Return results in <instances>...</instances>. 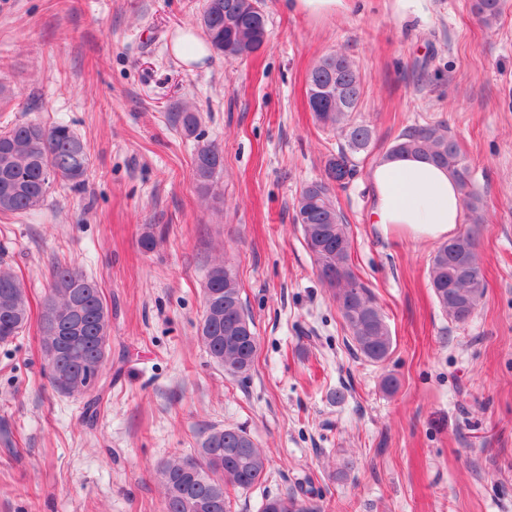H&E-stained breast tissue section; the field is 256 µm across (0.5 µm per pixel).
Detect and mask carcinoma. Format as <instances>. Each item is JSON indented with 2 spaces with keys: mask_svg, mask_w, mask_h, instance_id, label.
I'll return each instance as SVG.
<instances>
[{
  "mask_svg": "<svg viewBox=\"0 0 512 512\" xmlns=\"http://www.w3.org/2000/svg\"><path fill=\"white\" fill-rule=\"evenodd\" d=\"M473 10L487 27L495 24L502 0H474ZM201 23L211 50L224 57H248L267 45V18L257 0H205ZM363 93L350 58L336 52L320 59L307 76V98L315 104V121L345 138V146L326 164V178L306 184L298 197L296 223L317 265L322 282L332 290L354 350L373 363L384 362L393 339L370 289L350 265L351 239L345 216L332 196V184L357 173L356 156L371 146L373 129L353 121ZM174 122L188 135L199 117L182 111ZM389 155H425L458 179L463 207L471 224L483 223L480 197L469 186L468 169L457 141L441 124L405 130L387 150ZM89 159L83 140L64 122L36 119L0 130V214L24 216L45 202L58 181L73 189L84 186ZM224 168L216 145L198 148L192 176L208 194ZM429 282L440 308L456 323H466L482 303L486 281L471 230L435 248ZM30 305L24 283L0 265V343L27 326ZM111 313L93 277L57 264L39 321L40 349L51 387L66 396H85L88 372L102 376L111 339ZM198 336L211 358L229 376L250 370L258 347L254 324L243 304L237 275L222 261L208 271L204 311ZM269 460L242 427L210 430L194 454L174 456L156 470L163 488L164 512H232L229 489L248 491L266 480ZM260 512H317L308 499L294 493L268 496Z\"/></svg>",
  "mask_w": 512,
  "mask_h": 512,
  "instance_id": "1",
  "label": "carcinoma"
}]
</instances>
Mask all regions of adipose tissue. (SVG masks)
Segmentation results:
<instances>
[{"mask_svg":"<svg viewBox=\"0 0 512 512\" xmlns=\"http://www.w3.org/2000/svg\"><path fill=\"white\" fill-rule=\"evenodd\" d=\"M370 223L417 242H441L463 222L461 189L447 168L422 156L384 157L369 171Z\"/></svg>","mask_w":512,"mask_h":512,"instance_id":"obj_1","label":"adipose tissue"}]
</instances>
